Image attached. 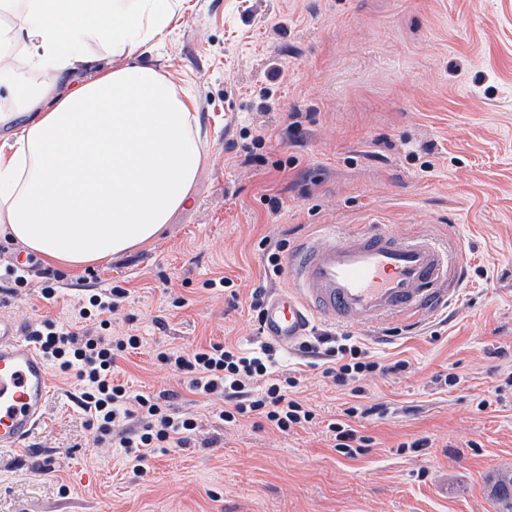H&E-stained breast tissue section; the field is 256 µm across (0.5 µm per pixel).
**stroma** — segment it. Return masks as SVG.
Wrapping results in <instances>:
<instances>
[{"instance_id":"1","label":"stroma","mask_w":512,"mask_h":512,"mask_svg":"<svg viewBox=\"0 0 512 512\" xmlns=\"http://www.w3.org/2000/svg\"><path fill=\"white\" fill-rule=\"evenodd\" d=\"M191 2L150 58L195 96L211 145L193 202L153 243L60 267L57 303L34 287L20 300L0 291V317L63 318L86 288L127 289L114 330L143 345L117 357L116 377L136 392L179 391L176 411L201 425L139 476L94 446L76 380L49 369L42 425L24 447H0V512H496L495 485L512 477V392L496 411L477 404L504 363L496 349L512 353V0ZM275 65L285 75L273 85ZM292 112L305 116L300 131ZM369 220L439 239L464 279L419 325L313 326L410 363L364 381V403L385 410L359 420L356 457L325 429L343 395L299 349H283L282 365L317 423L289 435L252 419L224 425L157 365L163 345L261 344L249 293L288 286L266 279L263 237L293 244L321 224ZM220 276L234 289L207 287ZM451 368L459 384L436 385ZM424 437L420 456L408 443Z\"/></svg>"}]
</instances>
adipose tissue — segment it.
Wrapping results in <instances>:
<instances>
[{
  "label": "adipose tissue",
  "instance_id": "ef3b65f1",
  "mask_svg": "<svg viewBox=\"0 0 512 512\" xmlns=\"http://www.w3.org/2000/svg\"><path fill=\"white\" fill-rule=\"evenodd\" d=\"M189 0H0V232L47 262L160 237L209 159L193 95L147 62ZM119 59L102 68L99 53ZM24 61L45 81L20 80Z\"/></svg>",
  "mask_w": 512,
  "mask_h": 512
}]
</instances>
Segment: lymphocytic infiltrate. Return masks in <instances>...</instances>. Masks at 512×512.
Masks as SVG:
<instances>
[{"label": "lymphocytic infiltrate", "mask_w": 512, "mask_h": 512, "mask_svg": "<svg viewBox=\"0 0 512 512\" xmlns=\"http://www.w3.org/2000/svg\"><path fill=\"white\" fill-rule=\"evenodd\" d=\"M127 296L120 287L96 288L77 302L82 328L46 319L29 325L26 334L45 360L61 373L74 376L80 389V405L88 415L93 441L124 453L132 470L146 474V463L158 448H183L190 444L199 424L190 413L173 411L178 394L171 389L137 393L115 381L112 366L119 352L140 348L136 335L115 336L112 318ZM301 349L322 363V375L336 388L358 397L368 376L396 374L407 363L383 364L373 360L365 343L354 336L319 337L317 343L301 342ZM160 365L180 375L189 392L220 397L216 415L235 425L259 419L280 432L305 427L315 411L295 395L296 377L278 369L279 349L270 342L248 352L226 343H212L191 350L157 352Z\"/></svg>", "instance_id": "f902f5d3"}]
</instances>
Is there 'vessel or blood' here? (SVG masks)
<instances>
[{"mask_svg": "<svg viewBox=\"0 0 512 512\" xmlns=\"http://www.w3.org/2000/svg\"><path fill=\"white\" fill-rule=\"evenodd\" d=\"M286 269L290 286L268 302L261 334L289 349L316 320L372 326L432 313L448 303L452 263L429 236H398L380 224L352 231L327 224L289 252ZM49 397L45 359L21 326L0 319V447L31 439Z\"/></svg>", "mask_w": 512, "mask_h": 512, "instance_id": "vessel-or-blood-1", "label": "vessel or blood"}]
</instances>
